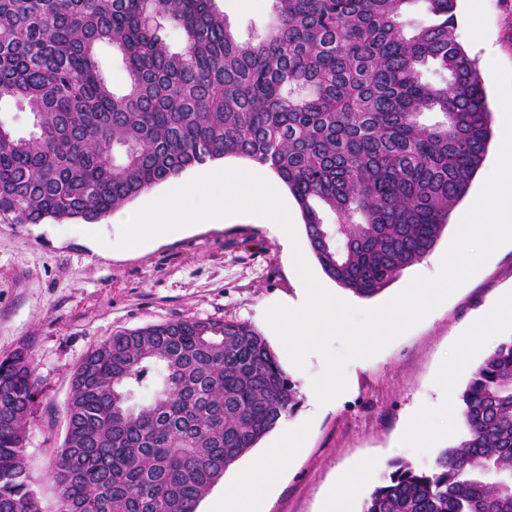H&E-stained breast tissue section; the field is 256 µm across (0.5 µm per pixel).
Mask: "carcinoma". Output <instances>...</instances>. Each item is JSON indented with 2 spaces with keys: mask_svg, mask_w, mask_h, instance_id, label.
I'll list each match as a JSON object with an SVG mask.
<instances>
[{
  "mask_svg": "<svg viewBox=\"0 0 512 512\" xmlns=\"http://www.w3.org/2000/svg\"><path fill=\"white\" fill-rule=\"evenodd\" d=\"M420 1L427 19L405 18ZM457 0H274L259 40L215 0H0V224L95 223L185 169L273 170L328 278L363 298L425 259L490 138ZM180 32L174 51L166 28ZM130 83L117 93L96 48ZM443 77L424 80V69ZM250 323L180 318L115 332L77 365L50 478L62 512H196L298 404ZM39 389L0 359V512H45L25 457ZM461 434L427 469L390 462L362 512H512V336L458 395ZM96 56L103 76L113 90L124 91L129 77L121 56L112 52V46L108 44H100L96 49Z\"/></svg>",
  "mask_w": 512,
  "mask_h": 512,
  "instance_id": "cac0c4a2",
  "label": "carcinoma"
}]
</instances>
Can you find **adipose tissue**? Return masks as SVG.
<instances>
[{
  "mask_svg": "<svg viewBox=\"0 0 512 512\" xmlns=\"http://www.w3.org/2000/svg\"><path fill=\"white\" fill-rule=\"evenodd\" d=\"M300 439L298 428L286 426L278 448L258 457L236 481L225 486L219 512H258L259 504L278 482Z\"/></svg>",
  "mask_w": 512,
  "mask_h": 512,
  "instance_id": "1",
  "label": "adipose tissue"
}]
</instances>
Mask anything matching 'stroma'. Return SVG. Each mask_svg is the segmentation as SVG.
<instances>
[{
	"label": "stroma",
	"instance_id": "1",
	"mask_svg": "<svg viewBox=\"0 0 512 512\" xmlns=\"http://www.w3.org/2000/svg\"><path fill=\"white\" fill-rule=\"evenodd\" d=\"M216 6L244 39L262 33L273 15V0H216ZM472 10L478 27L457 31L469 57L481 65L491 55L512 69V0H458V18ZM497 156L498 143L490 141L481 171L429 259L403 270L373 298L341 287L337 295L373 308L415 276L435 275L434 260L445 254ZM117 236L109 216L94 224H0V357L22 349L35 367L40 406L28 424L25 455L48 512L57 508L49 473L65 434L71 376L84 355L115 331L187 317L225 318L249 322L267 338L297 385L300 403L288 420L302 428L303 438L261 512H321L346 475L361 483L349 512H362L391 460L431 465L459 435L456 397L470 373L512 334V319L505 317L477 338L466 335L474 315L512 286V244L506 243L410 331L376 356L349 362L345 392L317 412L306 383L322 372V358L311 355L305 369L296 368L265 320L268 307L296 298L299 281L283 243L264 224L255 218L201 224L128 248L113 246ZM409 423L420 439L403 441Z\"/></svg>",
	"mask_w": 512,
	"mask_h": 512
}]
</instances>
